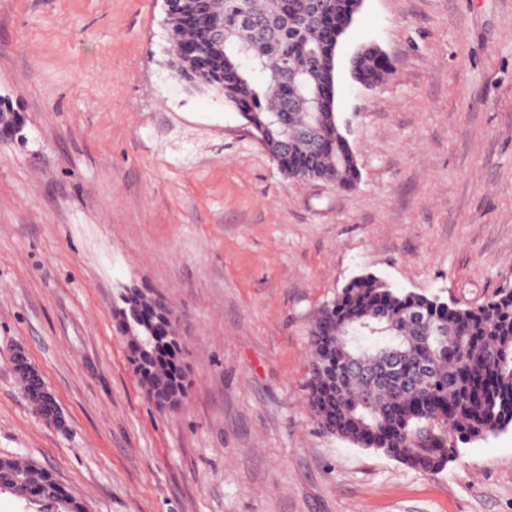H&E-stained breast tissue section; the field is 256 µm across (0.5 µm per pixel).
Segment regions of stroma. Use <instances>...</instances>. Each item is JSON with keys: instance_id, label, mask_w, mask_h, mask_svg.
<instances>
[{"instance_id": "35a3bbf8", "label": "stroma", "mask_w": 512, "mask_h": 512, "mask_svg": "<svg viewBox=\"0 0 512 512\" xmlns=\"http://www.w3.org/2000/svg\"><path fill=\"white\" fill-rule=\"evenodd\" d=\"M377 44L393 71L354 83ZM163 0H0V457L88 512H512V429L437 473L324 433L309 329L356 276L474 308L512 289V0H364L336 110L360 179L287 178L171 69ZM178 315L190 386L141 387L123 288ZM63 410L46 423L12 355Z\"/></svg>"}]
</instances>
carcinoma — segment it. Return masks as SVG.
<instances>
[{"instance_id":"carcinoma-1","label":"carcinoma","mask_w":512,"mask_h":512,"mask_svg":"<svg viewBox=\"0 0 512 512\" xmlns=\"http://www.w3.org/2000/svg\"><path fill=\"white\" fill-rule=\"evenodd\" d=\"M354 0H320L299 23L301 0H213L201 12L174 10L173 44L188 65L176 76L216 91L244 114L289 178L351 189L359 181L335 109L336 59L320 53L353 22ZM252 15V26L240 16ZM224 43L208 48L211 33ZM299 67L306 88L286 86L282 66ZM391 63L369 50L357 73L381 83ZM277 113L285 120L275 121ZM288 143V152L280 144ZM310 405L327 433L424 472L443 470L454 441L466 443L512 426V291L477 308L436 307L433 298L398 291L367 274L351 280L318 310L310 327ZM146 391L184 397L182 346L155 339L128 347ZM28 398L44 410L41 385L23 373ZM24 483L39 512H85V505L43 467L0 458V493Z\"/></svg>"}]
</instances>
